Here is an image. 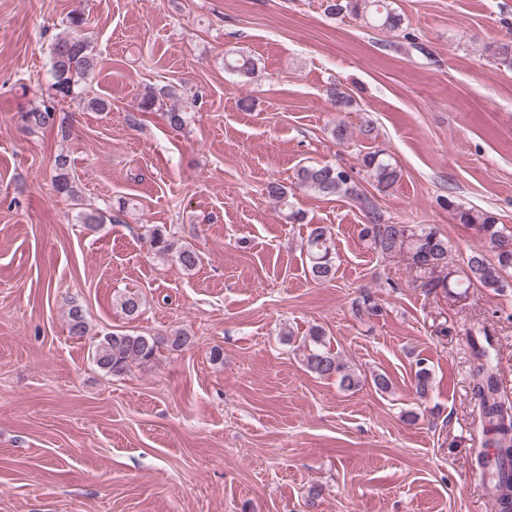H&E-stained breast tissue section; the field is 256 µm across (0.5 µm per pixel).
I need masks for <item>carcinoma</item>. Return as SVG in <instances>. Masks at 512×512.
Masks as SVG:
<instances>
[{
  "label": "carcinoma",
  "instance_id": "carcinoma-1",
  "mask_svg": "<svg viewBox=\"0 0 512 512\" xmlns=\"http://www.w3.org/2000/svg\"><path fill=\"white\" fill-rule=\"evenodd\" d=\"M325 11L337 17L351 16L378 30H396L403 22L402 15L392 7V0H326ZM486 51L502 64L512 67V43L490 44L486 46ZM97 64V58L84 38L62 37L52 45L50 71L53 83L49 101L22 113L30 134L38 136L51 129L56 131L61 140L69 139L70 127L63 121L57 122L56 104L77 95L80 81L87 79L96 70ZM225 67L246 77L255 71L254 60L242 53L227 58ZM172 95L174 92L164 87L159 90L150 88L140 101V109L143 112L163 111L169 127L178 131L186 125L187 111L184 107L163 109V97ZM361 166L370 179L376 182L380 191L393 187L402 177L399 166L382 150L362 155ZM297 180L299 188L323 197L353 198L365 217L361 236L377 252L386 256L405 252L409 254L413 265L421 270L428 265L433 270L448 266L447 238L431 226L417 229L408 224L393 223L391 217L375 201L359 192L345 168L332 164L304 166L298 170ZM52 183L54 191L59 195L73 197L77 194L71 159L64 151L57 153L54 158ZM448 209L454 212L458 223L470 226L483 241V248L471 251L466 258L463 283L459 287L468 288L473 285L496 294L506 292L512 287V283L505 277L506 271L512 269V233L501 230L497 217L489 211L466 209L451 199L448 200ZM112 220V210L107 207L79 215L80 223L90 227L110 224ZM147 240L151 250L172 257L186 272L196 270L201 263L200 255L193 246L176 239L164 228L155 226L148 230ZM305 251L313 280L326 281L333 278L335 249L328 227L319 224L309 227ZM119 305L130 318L140 316L144 308L143 299L136 292L121 295ZM353 308L361 318L381 313V308L368 293L356 298ZM67 317L70 336L81 339L88 335L90 327L81 305L70 302ZM189 342L190 336L184 331H177L167 338L112 331L103 334L96 344L93 361L105 373L121 376L134 364L152 361L162 346L179 350ZM473 350L474 358L478 361L474 367L477 376L474 394L480 403L484 421L485 447L494 449L493 457H482L479 465L483 477L498 491L502 512H512V453L509 452L512 448V406L502 398L491 346L475 342ZM302 356L308 372L319 378L336 379L343 390L355 389L367 380L382 394L392 390V380L387 374L373 372L367 378L350 369L325 345V331L319 326L309 331ZM414 387L419 397L428 396L431 389L428 368L421 366L415 372Z\"/></svg>",
  "mask_w": 512,
  "mask_h": 512
}]
</instances>
